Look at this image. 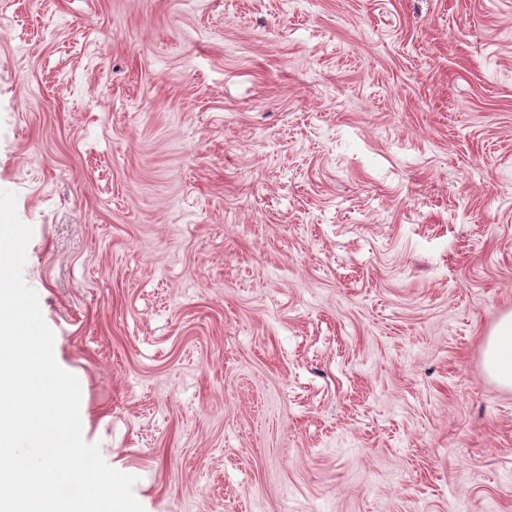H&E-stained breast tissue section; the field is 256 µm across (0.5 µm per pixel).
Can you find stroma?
<instances>
[{
  "label": "stroma",
  "instance_id": "obj_1",
  "mask_svg": "<svg viewBox=\"0 0 512 512\" xmlns=\"http://www.w3.org/2000/svg\"><path fill=\"white\" fill-rule=\"evenodd\" d=\"M0 189L144 512H512V0H0ZM483 367L491 381L512 391V311L504 314L486 337Z\"/></svg>",
  "mask_w": 512,
  "mask_h": 512
}]
</instances>
